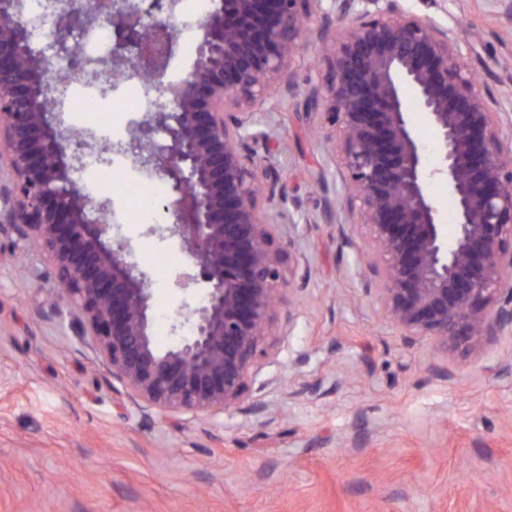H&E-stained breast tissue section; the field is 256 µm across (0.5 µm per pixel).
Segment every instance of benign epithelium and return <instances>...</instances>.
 Masks as SVG:
<instances>
[{"mask_svg": "<svg viewBox=\"0 0 512 512\" xmlns=\"http://www.w3.org/2000/svg\"><path fill=\"white\" fill-rule=\"evenodd\" d=\"M211 0L191 67L168 88L127 147L135 161L171 185L176 222L150 232L175 240L197 269L175 285L203 301L178 313L188 334L165 350L153 336L148 275L131 260L111 212L72 180L90 134L54 122L56 103L24 22L23 0H0V166L10 172V221L53 262L78 335L106 362L112 379L142 409L171 416L238 407L286 291L283 222L267 221L261 197L276 167L260 165L250 143L256 115L281 110L304 45L320 47L325 74L307 109L336 127L344 212L365 224L366 290L405 336L431 338L449 354L512 337V112L478 89L455 26L408 14L400 0ZM57 41L99 17L118 26L134 58L85 54L71 77L139 69L159 82L177 49L168 20L115 0L86 14L82 0H49ZM344 22L336 33L329 17ZM321 23H316V16ZM422 112L441 144L430 169L408 114ZM442 180L456 204L453 239L443 230L428 184Z\"/></svg>", "mask_w": 512, "mask_h": 512, "instance_id": "benign-epithelium-1", "label": "benign epithelium"}]
</instances>
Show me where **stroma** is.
I'll use <instances>...</instances> for the list:
<instances>
[{"instance_id":"stroma-1","label":"stroma","mask_w":512,"mask_h":512,"mask_svg":"<svg viewBox=\"0 0 512 512\" xmlns=\"http://www.w3.org/2000/svg\"><path fill=\"white\" fill-rule=\"evenodd\" d=\"M512 0H400L439 23L459 19L481 90L512 98ZM293 67L295 88L258 157L279 180L267 211L294 209L285 272L292 291L248 380L245 401L218 415L142 411L89 341L76 336L49 258L0 222V512H512V338L450 355L406 340L364 289L365 226L342 236L333 180L342 154L321 114L305 109L317 48ZM151 280L154 336L197 291L175 285L188 260L123 224Z\"/></svg>"}]
</instances>
